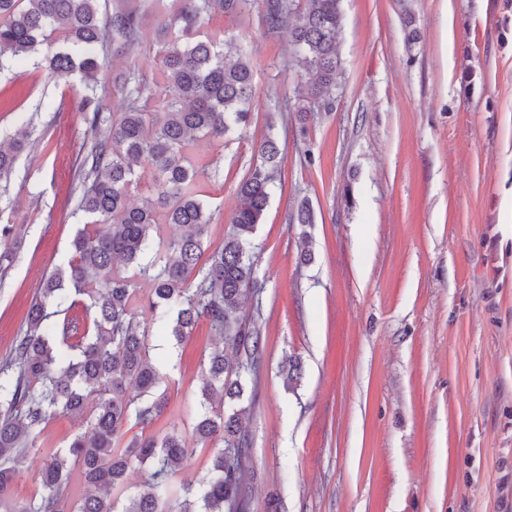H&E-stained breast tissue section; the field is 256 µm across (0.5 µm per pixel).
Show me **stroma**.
I'll list each match as a JSON object with an SVG mask.
<instances>
[{"label": "stroma", "mask_w": 512, "mask_h": 512, "mask_svg": "<svg viewBox=\"0 0 512 512\" xmlns=\"http://www.w3.org/2000/svg\"><path fill=\"white\" fill-rule=\"evenodd\" d=\"M137 42L106 45L108 112L121 71L159 78L157 0ZM343 73L332 112L300 120L287 30L259 5L215 10L200 39H234L250 59L252 121L241 136L191 149L205 166L206 242L231 231L255 143L274 130L284 161L253 238L261 289L241 317L263 353L242 405L251 439L248 512H512V0H341ZM419 32L406 41V24ZM78 79L33 54L0 68V143L29 125L0 210L22 246L0 266V365L26 329L45 274L66 265L81 214L78 164L92 134ZM309 200V229L291 223ZM311 251L304 263L300 254ZM219 338L200 322L183 341L154 328L150 356L168 407L155 430L191 437L202 372ZM299 361L289 382L285 367ZM48 421L11 485L41 491L49 451L86 431Z\"/></svg>", "instance_id": "35a3bbf8"}]
</instances>
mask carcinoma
I'll use <instances>...</instances> for the list:
<instances>
[{"mask_svg":"<svg viewBox=\"0 0 512 512\" xmlns=\"http://www.w3.org/2000/svg\"><path fill=\"white\" fill-rule=\"evenodd\" d=\"M102 0H0V66L47 46L45 63L59 77L79 74L88 93L77 108L94 135L82 157L76 212L83 227L71 241L67 266L45 281L27 315L26 330L12 356L0 366V512H247L242 473L249 438L242 426L243 378L261 358L259 330L239 315L248 294L260 288L252 238L262 223L283 161L276 134L256 146L257 163L238 185L241 206L224 244L208 250L211 216L199 197V169L189 147L199 137L222 139L250 125L255 95L250 61L231 41L173 39L188 36L203 15L218 9L237 14L251 0H172L174 8L157 27L165 96L152 112L140 105L143 89L121 112L105 115L97 93L103 67L97 46L110 38L127 45L143 24L137 7L108 13ZM262 23L270 32L286 29L293 62L307 91L300 113L334 108L333 89L342 74L337 37L340 0H261ZM30 132L17 129L0 146V182L29 146ZM150 169L148 195L135 204L129 190L140 182L137 168ZM181 233L156 236L159 221ZM292 221L313 223L308 200ZM133 266L148 279L151 321L171 320L180 341L205 320L223 341L209 354L202 379L201 407L194 433L210 446L212 465L199 485L176 490L172 476L194 452L176 428L124 439L131 423L143 429L162 416L168 398L157 392L158 374L149 359V324L133 312V283L120 266ZM83 315H69L75 307ZM98 403L88 407V397ZM68 414L86 420L90 431L73 435L64 451H52L41 471L43 492L25 503L8 489L41 426ZM141 469L140 491L122 509L132 466ZM79 475L85 493L71 499L67 488Z\"/></svg>","mask_w":512,"mask_h":512,"instance_id":"carcinoma-1","label":"carcinoma"}]
</instances>
